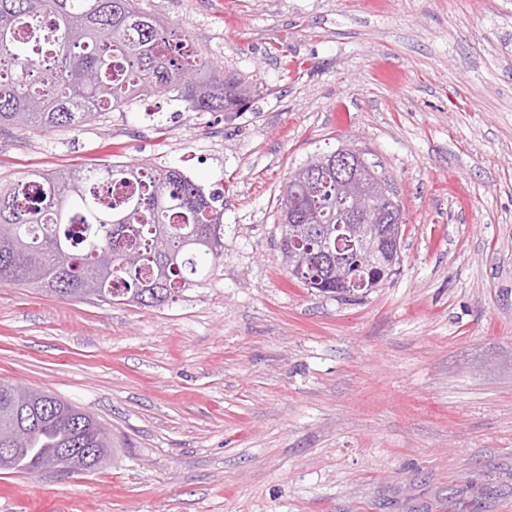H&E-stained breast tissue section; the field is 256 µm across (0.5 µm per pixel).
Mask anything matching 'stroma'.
<instances>
[{
	"instance_id": "stroma-1",
	"label": "stroma",
	"mask_w": 512,
	"mask_h": 512,
	"mask_svg": "<svg viewBox=\"0 0 512 512\" xmlns=\"http://www.w3.org/2000/svg\"><path fill=\"white\" fill-rule=\"evenodd\" d=\"M241 112L151 96L0 132V185L112 161L224 194V254L148 308L0 286V381L109 430L100 467L0 471V512H512V0H140ZM391 180L400 261L358 302L292 279V170Z\"/></svg>"
}]
</instances>
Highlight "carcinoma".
<instances>
[{
	"mask_svg": "<svg viewBox=\"0 0 512 512\" xmlns=\"http://www.w3.org/2000/svg\"><path fill=\"white\" fill-rule=\"evenodd\" d=\"M190 74L192 79L183 80ZM174 94L195 112H237L250 97L247 82L225 76L185 38L140 7V0H0V130L40 126L78 128L106 109L143 96ZM121 185L113 199L104 190ZM286 193L322 210L336 206V183L319 175L310 184L288 178ZM122 216L116 227L113 220ZM281 253L299 231L311 249L319 235L288 223L281 210ZM167 238L154 244L151 228ZM197 227L208 244L179 253L167 286L142 293L156 263L179 247L180 234ZM111 249L115 269L101 275L97 252ZM224 254V193H205L181 171L112 162L81 170L33 171L0 187V285L28 286L63 298L80 296L101 281L102 301L157 307L198 285L207 262ZM290 274L315 289L336 293V280L319 266L294 265ZM13 384L0 382V434L22 424L26 449L9 470L29 473L56 460L59 448H104L112 442L93 416L42 393L29 412L16 410Z\"/></svg>",
	"mask_w": 512,
	"mask_h": 512,
	"instance_id": "obj_1",
	"label": "carcinoma"
}]
</instances>
